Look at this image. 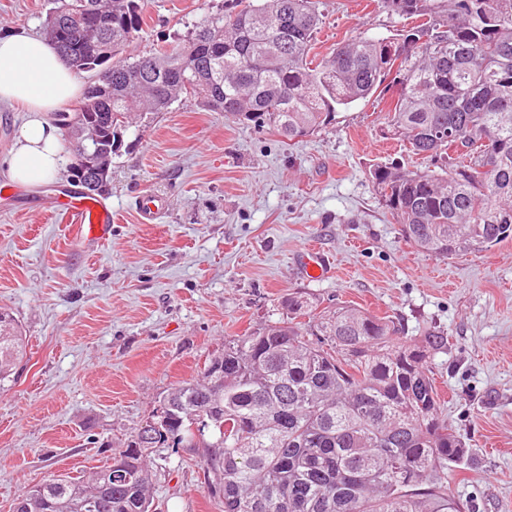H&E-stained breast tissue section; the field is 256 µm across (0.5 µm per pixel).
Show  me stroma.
<instances>
[{"label":"stroma","instance_id":"35a3bbf8","mask_svg":"<svg viewBox=\"0 0 512 512\" xmlns=\"http://www.w3.org/2000/svg\"><path fill=\"white\" fill-rule=\"evenodd\" d=\"M223 2L140 0L145 24L124 58L181 47ZM315 2L320 58L359 32L385 38L409 24L374 0ZM50 7L0 0V34H43ZM386 107L356 101L289 146L193 98L174 102L145 117L113 159L103 195L112 237L94 250L46 207L65 173L26 199L0 200V307L21 323L30 357L0 394V512L49 473L78 477L109 463L171 388L223 352L225 337L280 319L295 293L391 317L411 339L447 336L430 370L473 450L448 482L466 512H512V239L448 259L405 241L370 171L428 162L383 139ZM146 192L168 203L151 224L136 210ZM308 245L332 269L322 280L299 267ZM198 458L168 452L154 486L163 512H223Z\"/></svg>","mask_w":512,"mask_h":512}]
</instances>
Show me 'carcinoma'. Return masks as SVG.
Wrapping results in <instances>:
<instances>
[{"label": "carcinoma", "instance_id": "1", "mask_svg": "<svg viewBox=\"0 0 512 512\" xmlns=\"http://www.w3.org/2000/svg\"><path fill=\"white\" fill-rule=\"evenodd\" d=\"M84 4L112 24V41L57 25L52 44L76 74L82 102L112 113L86 139L64 132L72 157L101 148L118 157L136 112L182 97L276 131L295 145L339 106L390 94L383 134L433 162L424 171L378 165L380 201L418 250L439 258L506 239L512 225V0H377L415 20L395 38L361 33L319 63L310 59L322 16L313 0H227L180 48L112 65L96 88L92 64L142 31L138 0ZM109 170L78 180L104 192ZM285 317L224 339V352L172 388L112 462L88 475L49 474L17 501L21 512H152L149 454L200 448L207 492L224 512H463L448 468L471 460L448 423L429 363L448 337L404 336L394 320L341 306L319 311L288 298ZM28 363L26 336L0 307V393Z\"/></svg>", "mask_w": 512, "mask_h": 512}]
</instances>
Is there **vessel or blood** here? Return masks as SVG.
Segmentation results:
<instances>
[{"instance_id": "1", "label": "vessel or blood", "mask_w": 512, "mask_h": 512, "mask_svg": "<svg viewBox=\"0 0 512 512\" xmlns=\"http://www.w3.org/2000/svg\"><path fill=\"white\" fill-rule=\"evenodd\" d=\"M54 210L63 215L76 237L87 245L103 244L112 236V208L99 198L73 189L56 202Z\"/></svg>"}]
</instances>
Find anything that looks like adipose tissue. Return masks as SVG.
I'll return each instance as SVG.
<instances>
[{
    "instance_id": "ef3b65f1",
    "label": "adipose tissue",
    "mask_w": 512,
    "mask_h": 512,
    "mask_svg": "<svg viewBox=\"0 0 512 512\" xmlns=\"http://www.w3.org/2000/svg\"><path fill=\"white\" fill-rule=\"evenodd\" d=\"M80 92L50 41L24 31L0 35V103L28 110L14 147L0 163L8 178L38 186L58 174L63 144L49 116Z\"/></svg>"
}]
</instances>
